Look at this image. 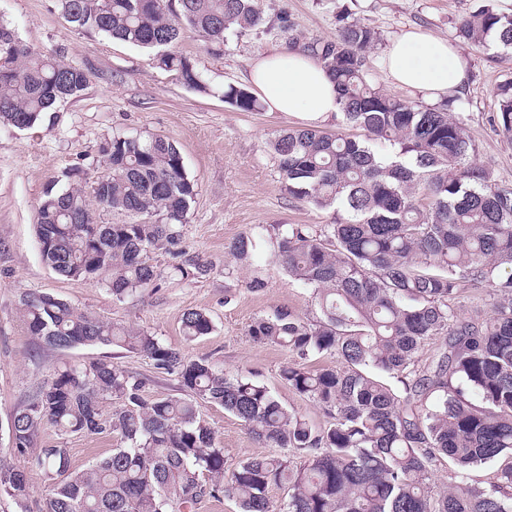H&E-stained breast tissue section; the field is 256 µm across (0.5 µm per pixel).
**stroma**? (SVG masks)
<instances>
[{
    "label": "stroma",
    "mask_w": 512,
    "mask_h": 512,
    "mask_svg": "<svg viewBox=\"0 0 512 512\" xmlns=\"http://www.w3.org/2000/svg\"><path fill=\"white\" fill-rule=\"evenodd\" d=\"M267 19L285 15L282 27L267 35L253 30L229 35L224 45H208L184 31L177 49L191 58L206 84L186 87L171 72L151 62L150 51L99 35L68 22L55 0H0V16L15 27L22 42L90 72L82 95L58 105L37 129L20 131L0 125V448L7 447L8 424L47 381L60 363L85 364L105 359L142 382V395L154 400L181 397L176 376L155 369L151 360L116 346H78L55 350L34 338L20 312L25 294H51L93 317L151 332L166 347L189 359H206L226 376L255 375L286 407L303 415L313 428L324 425L320 408L280 380L283 367L295 363L287 349L254 342L252 322L280 309L311 320L319 309L309 289L294 282L260 248L254 269L236 268L224 246L232 239L261 232L272 224H327L329 209L302 203L284 190L271 143L303 120L276 112H241L225 103L227 85L246 86L256 57L281 47L303 48L333 38L341 19L375 26L381 40L371 52V84L387 94L424 101V94L396 90L382 55L400 32L417 28L453 45L466 64L467 84L453 104L465 119L477 147L474 161L512 187V142L494 120L496 87L512 80V54L479 48L456 34L459 19L483 0H262ZM158 134L178 146L197 195L177 247L150 250L148 261L159 274L157 287L116 299L101 280L60 278L40 257L37 209L47 189L86 186L97 176L92 165L101 142L114 134ZM199 257L206 275H175V251ZM260 270L266 286L248 291L246 281ZM190 309L208 314L210 334L186 340L182 315ZM203 418L213 429L228 464L272 455L223 407L205 404ZM121 440L114 434H75L60 438L44 426L38 447H65L71 466L80 470L111 454Z\"/></svg>",
    "instance_id": "35a3bbf8"
}]
</instances>
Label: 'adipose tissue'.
Segmentation results:
<instances>
[{"mask_svg":"<svg viewBox=\"0 0 512 512\" xmlns=\"http://www.w3.org/2000/svg\"><path fill=\"white\" fill-rule=\"evenodd\" d=\"M383 66L393 86L437 99L461 93L466 66L448 41L409 30L388 47ZM248 81L269 111L318 126L335 118L341 105L324 65L298 49H278L253 61Z\"/></svg>","mask_w":512,"mask_h":512,"instance_id":"1","label":"adipose tissue"}]
</instances>
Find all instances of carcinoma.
Returning <instances> with one entry per match:
<instances>
[{"label":"carcinoma","instance_id":"carcinoma-1","mask_svg":"<svg viewBox=\"0 0 512 512\" xmlns=\"http://www.w3.org/2000/svg\"><path fill=\"white\" fill-rule=\"evenodd\" d=\"M487 2L459 22L458 36L512 52V13ZM57 7L86 32L155 51L157 67L198 90L206 86L194 62L176 50L184 29L212 45L229 34L272 30L261 0H57ZM379 40L375 27L344 20L334 38L306 47L336 84V117L362 135L305 127L272 142L284 190L336 216L332 224L267 229L272 257L312 291L320 317L277 311L256 319L249 335L300 359L336 357L334 367L293 364L280 374L323 411L327 425L313 429L254 376L228 378L146 330L99 320L53 295L25 294L26 329L47 346L142 354L177 375L192 397L148 401L142 382L104 360L55 368L8 427V450L23 465L0 460L1 499L26 512L35 473L51 486L43 512H194L207 496L231 497L241 512H512V465L487 485L465 481L469 470L512 455V189L473 164L475 143L449 101L427 106L370 85ZM0 44L13 47L0 65V125L33 129L90 82L88 71L24 45L1 18ZM495 97L498 126L511 135L512 82ZM224 102L262 109L234 85L224 87ZM95 168L107 173L95 202L128 222L98 223L80 187L48 190L37 212L40 257L59 276L102 279L123 299L156 287L146 254L178 243L195 183L177 146L157 135L104 140ZM260 241L242 235L228 254L248 265ZM174 270L195 278L208 266L191 257ZM466 285L486 290L487 317L461 316ZM212 329L206 313H184L187 339ZM433 340L439 350L420 363L417 353ZM203 403L223 407L256 440L285 453L227 467ZM45 425L60 436L115 433L124 446L73 470L66 448L28 453ZM297 452L305 454L301 464ZM442 459L463 481L436 488ZM282 485L288 498L275 505L269 489Z\"/></svg>","mask_w":512,"mask_h":512}]
</instances>
